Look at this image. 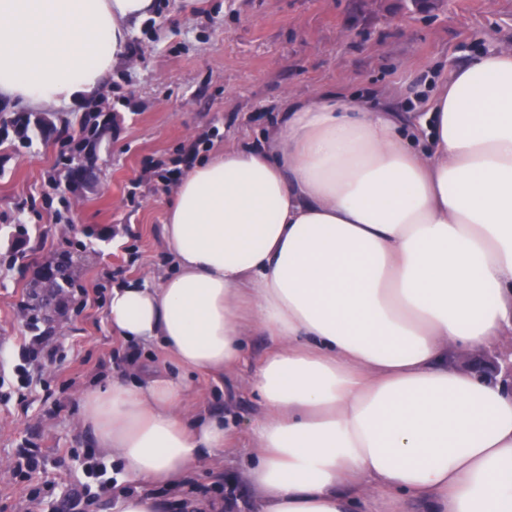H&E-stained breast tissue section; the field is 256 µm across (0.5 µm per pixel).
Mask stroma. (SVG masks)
Segmentation results:
<instances>
[{
    "label": "stroma",
    "instance_id": "obj_1",
    "mask_svg": "<svg viewBox=\"0 0 512 512\" xmlns=\"http://www.w3.org/2000/svg\"><path fill=\"white\" fill-rule=\"evenodd\" d=\"M153 16L132 26L128 55L112 68L101 97L113 115L98 151V179L56 187L64 167L59 141L34 137L30 148L0 146V366L18 361L22 337L39 333L59 349L44 385L27 400L0 388V512H25L23 482L11 464L21 444L41 449L47 471L37 483L56 512H73L67 486L82 478L93 452L80 426L82 396L112 380L133 381L129 358L163 369L186 386L181 407L224 418L235 447L215 455L195 479L203 495L251 512L243 478L249 431L262 413L247 385L178 366L157 345H132L110 327L113 287L157 279L170 269L162 224L174 188L166 171L185 168L196 151L270 144L289 102L321 93L358 95L401 115L427 111L461 62L512 46V0H156ZM26 225L24 248L16 225ZM69 256L74 272L70 318L23 312L39 270Z\"/></svg>",
    "mask_w": 512,
    "mask_h": 512
}]
</instances>
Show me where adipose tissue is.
<instances>
[{
    "instance_id": "1",
    "label": "adipose tissue",
    "mask_w": 512,
    "mask_h": 512,
    "mask_svg": "<svg viewBox=\"0 0 512 512\" xmlns=\"http://www.w3.org/2000/svg\"><path fill=\"white\" fill-rule=\"evenodd\" d=\"M155 0H0V100L94 97ZM173 271L113 288L114 332L234 373L247 338L264 413L244 477L256 512H512V396L456 367L512 332V50L457 67L421 116L324 93L270 147L186 168L166 211ZM157 371L83 395L119 512H163L233 441Z\"/></svg>"
}]
</instances>
